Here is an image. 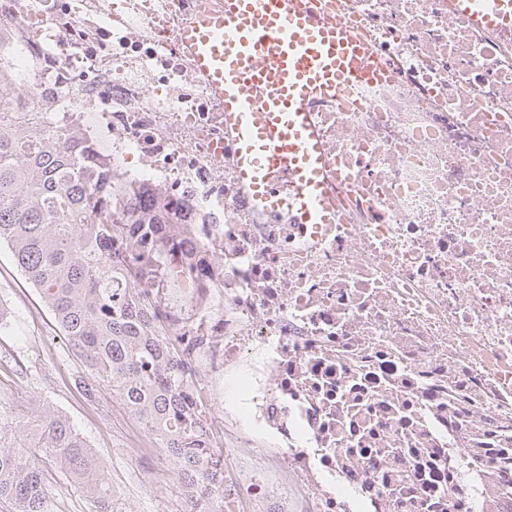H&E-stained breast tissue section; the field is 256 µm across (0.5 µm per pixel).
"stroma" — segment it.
<instances>
[{
    "mask_svg": "<svg viewBox=\"0 0 512 512\" xmlns=\"http://www.w3.org/2000/svg\"><path fill=\"white\" fill-rule=\"evenodd\" d=\"M35 288L0 247V426L26 439L41 413L66 414L95 451L115 492L116 512H183L184 495L151 438L111 390L86 401L87 376Z\"/></svg>",
    "mask_w": 512,
    "mask_h": 512,
    "instance_id": "obj_1",
    "label": "stroma"
}]
</instances>
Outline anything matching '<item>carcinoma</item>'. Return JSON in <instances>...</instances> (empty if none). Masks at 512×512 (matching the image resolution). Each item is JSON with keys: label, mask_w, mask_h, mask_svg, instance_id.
Masks as SVG:
<instances>
[{"label": "carcinoma", "mask_w": 512, "mask_h": 512, "mask_svg": "<svg viewBox=\"0 0 512 512\" xmlns=\"http://www.w3.org/2000/svg\"><path fill=\"white\" fill-rule=\"evenodd\" d=\"M99 178L81 175L77 154L27 128L0 133V246L91 372L92 382L75 379L83 396L91 401L106 385L144 426L183 488L184 512H223L224 451L196 384L195 352L211 338L189 315L180 336L170 322V282L194 287L186 261L161 237L142 249L123 209L100 194ZM48 464L84 489L92 512H114L95 453L62 415L23 444L0 427V508L45 512Z\"/></svg>", "instance_id": "cac0c4a2"}]
</instances>
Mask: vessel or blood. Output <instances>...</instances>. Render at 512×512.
<instances>
[{
	"mask_svg": "<svg viewBox=\"0 0 512 512\" xmlns=\"http://www.w3.org/2000/svg\"><path fill=\"white\" fill-rule=\"evenodd\" d=\"M476 22L512 31V0H452ZM224 102L236 178L264 214L330 224L326 151L313 106L380 78L377 56L319 0H224L180 34Z\"/></svg>",
	"mask_w": 512,
	"mask_h": 512,
	"instance_id": "b4317fda",
	"label": "vessel or blood"
}]
</instances>
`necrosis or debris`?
Wrapping results in <instances>:
<instances>
[{"label":"necrosis or debris","instance_id":"1","mask_svg":"<svg viewBox=\"0 0 512 512\" xmlns=\"http://www.w3.org/2000/svg\"><path fill=\"white\" fill-rule=\"evenodd\" d=\"M335 0L391 77L315 113L331 224L258 210L179 40L224 0H0V110L189 252L252 512H512V33Z\"/></svg>","mask_w":512,"mask_h":512}]
</instances>
